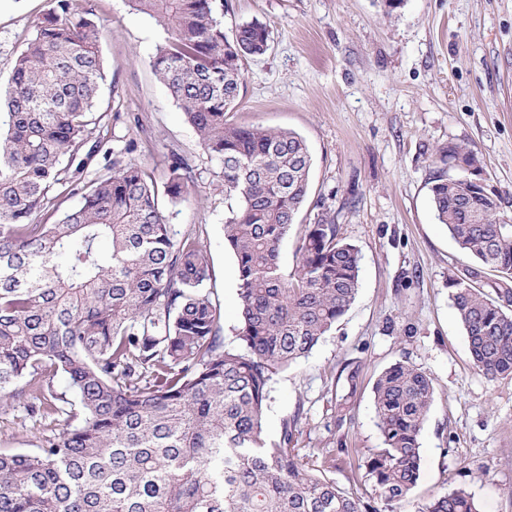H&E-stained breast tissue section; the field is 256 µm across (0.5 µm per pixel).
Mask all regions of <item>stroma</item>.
<instances>
[{"label":"stroma","mask_w":512,"mask_h":512,"mask_svg":"<svg viewBox=\"0 0 512 512\" xmlns=\"http://www.w3.org/2000/svg\"><path fill=\"white\" fill-rule=\"evenodd\" d=\"M80 3L99 19L108 69L97 99L103 145H132L131 159L160 184L172 154L193 166L187 200L165 204L164 214L174 238L199 231L221 334L235 345L221 165L149 65L166 31L128 0ZM49 8L0 0V88ZM221 19L228 32L252 21L269 31L268 51L243 62L231 121L293 130L312 156L309 202L280 253L284 272L321 197L362 255L354 304L308 357L275 375L267 441L301 412L300 447L337 449L335 481L365 492L362 463L381 443L372 385L404 361L432 375L435 401L420 437L421 478L401 512L459 485L480 512H512V376L491 380L472 364L448 288L472 260L438 224L429 191L437 148L457 143L476 153L512 217V0H402L391 11L384 0H224ZM346 367L357 369L356 387L340 379Z\"/></svg>","instance_id":"1"}]
</instances>
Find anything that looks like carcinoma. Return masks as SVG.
<instances>
[{"label": "carcinoma", "mask_w": 512, "mask_h": 512, "mask_svg": "<svg viewBox=\"0 0 512 512\" xmlns=\"http://www.w3.org/2000/svg\"><path fill=\"white\" fill-rule=\"evenodd\" d=\"M52 7L17 56L0 132V407L39 422L31 452L0 453V512H400L421 476L420 435L433 378L397 362L373 385L382 446L364 462L371 492L336 484V455L298 447L301 411L268 444L273 376L307 356L353 305L359 249L336 211L315 205L294 271L279 255L310 190L311 156L295 131L238 126L242 62L269 49L259 22L226 33L216 0H131L167 27L150 66L222 165L224 239L237 265L239 346L220 336L198 235L176 240L162 210L185 200L192 166L173 158L158 187L103 150L94 115L107 73L92 11ZM430 192L438 223L478 268L449 298L473 366L512 374V221L448 165L480 164L450 143ZM112 173L84 183L89 166ZM80 196L56 214L54 201ZM498 278L481 285V271ZM63 377L76 396L57 392ZM416 512H478L462 486Z\"/></svg>", "instance_id": "cac0c4a2"}]
</instances>
